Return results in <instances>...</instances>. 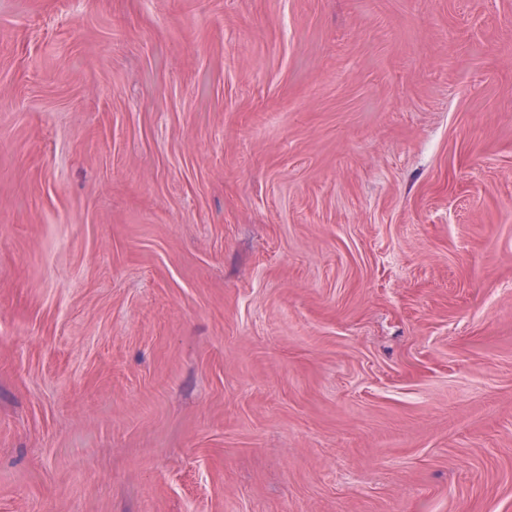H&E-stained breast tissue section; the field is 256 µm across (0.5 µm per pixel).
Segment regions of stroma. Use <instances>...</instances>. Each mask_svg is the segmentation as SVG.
<instances>
[{"label": "stroma", "mask_w": 512, "mask_h": 512, "mask_svg": "<svg viewBox=\"0 0 512 512\" xmlns=\"http://www.w3.org/2000/svg\"><path fill=\"white\" fill-rule=\"evenodd\" d=\"M0 512H512V0H0Z\"/></svg>", "instance_id": "35a3bbf8"}]
</instances>
